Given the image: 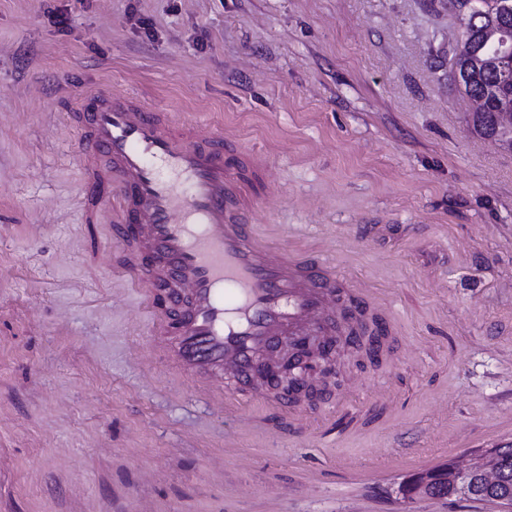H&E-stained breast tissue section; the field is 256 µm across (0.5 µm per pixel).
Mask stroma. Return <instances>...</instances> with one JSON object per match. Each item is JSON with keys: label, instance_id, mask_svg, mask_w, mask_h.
<instances>
[{"label": "stroma", "instance_id": "obj_1", "mask_svg": "<svg viewBox=\"0 0 512 512\" xmlns=\"http://www.w3.org/2000/svg\"><path fill=\"white\" fill-rule=\"evenodd\" d=\"M440 0H0V512H503L404 497L512 444V151L448 80ZM264 156L259 234L390 324L294 416L181 376L81 220L93 86Z\"/></svg>", "mask_w": 512, "mask_h": 512}]
</instances>
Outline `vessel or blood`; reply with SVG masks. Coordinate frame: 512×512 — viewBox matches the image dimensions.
<instances>
[{"instance_id":"b4317fda","label":"vessel or blood","mask_w":512,"mask_h":512,"mask_svg":"<svg viewBox=\"0 0 512 512\" xmlns=\"http://www.w3.org/2000/svg\"><path fill=\"white\" fill-rule=\"evenodd\" d=\"M70 120L82 213L94 221L107 195L118 196L112 222L122 273L146 306L162 301L153 342L185 374L221 373L229 391L253 393L250 376L276 357L277 337L315 340L331 311L361 305L327 262L273 249L253 234L243 173L259 168L258 158H225L222 136L178 125L135 93L91 90Z\"/></svg>"}]
</instances>
